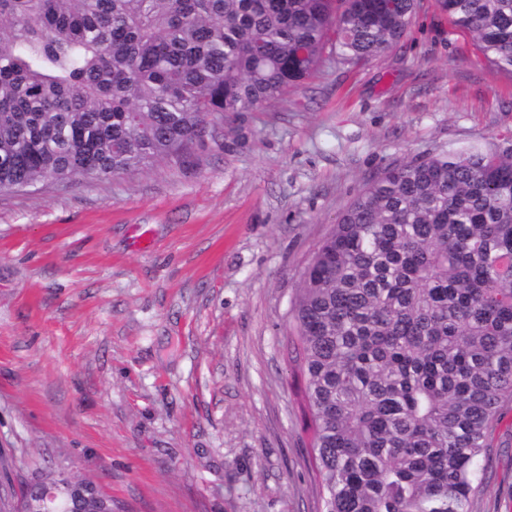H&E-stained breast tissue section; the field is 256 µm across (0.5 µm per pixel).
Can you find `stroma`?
I'll return each instance as SVG.
<instances>
[{
	"mask_svg": "<svg viewBox=\"0 0 512 512\" xmlns=\"http://www.w3.org/2000/svg\"><path fill=\"white\" fill-rule=\"evenodd\" d=\"M197 168L0 194V457L97 483L112 512H316L289 310L383 169L512 135V73L434 0L404 41L326 58ZM471 512H512V405Z\"/></svg>",
	"mask_w": 512,
	"mask_h": 512,
	"instance_id": "stroma-1",
	"label": "stroma"
}]
</instances>
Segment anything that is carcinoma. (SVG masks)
I'll list each match as a JSON object with an SVG mask.
<instances>
[{
  "instance_id": "carcinoma-1",
  "label": "carcinoma",
  "mask_w": 512,
  "mask_h": 512,
  "mask_svg": "<svg viewBox=\"0 0 512 512\" xmlns=\"http://www.w3.org/2000/svg\"><path fill=\"white\" fill-rule=\"evenodd\" d=\"M512 73V0H436ZM419 0H0V193L200 164L224 128L376 59ZM318 512H470L512 404V136L375 176L290 311ZM28 481L68 487L63 471ZM90 484L69 502L99 512ZM0 461V512H25Z\"/></svg>"
}]
</instances>
